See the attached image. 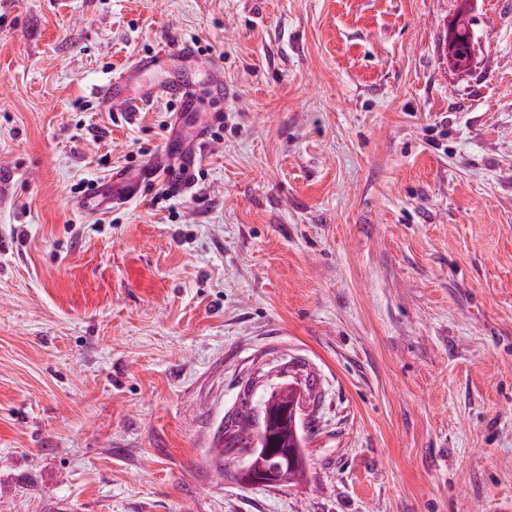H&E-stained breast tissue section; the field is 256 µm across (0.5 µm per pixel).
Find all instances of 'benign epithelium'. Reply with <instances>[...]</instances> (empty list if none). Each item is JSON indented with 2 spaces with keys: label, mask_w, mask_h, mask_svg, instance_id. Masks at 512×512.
<instances>
[{
  "label": "benign epithelium",
  "mask_w": 512,
  "mask_h": 512,
  "mask_svg": "<svg viewBox=\"0 0 512 512\" xmlns=\"http://www.w3.org/2000/svg\"><path fill=\"white\" fill-rule=\"evenodd\" d=\"M304 392L282 386L273 390L255 423L254 435L241 455L248 459L238 470L241 483L250 486L283 487L288 468L306 464L298 417L303 410Z\"/></svg>",
  "instance_id": "1"
}]
</instances>
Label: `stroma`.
Instances as JSON below:
<instances>
[{
    "instance_id": "35a3bbf8",
    "label": "stroma",
    "mask_w": 512,
    "mask_h": 512,
    "mask_svg": "<svg viewBox=\"0 0 512 512\" xmlns=\"http://www.w3.org/2000/svg\"><path fill=\"white\" fill-rule=\"evenodd\" d=\"M459 6L0 0V512H504L512 0L464 73ZM186 44L202 178L85 215L176 120L92 84ZM295 382L305 478L242 485L218 434Z\"/></svg>"
}]
</instances>
